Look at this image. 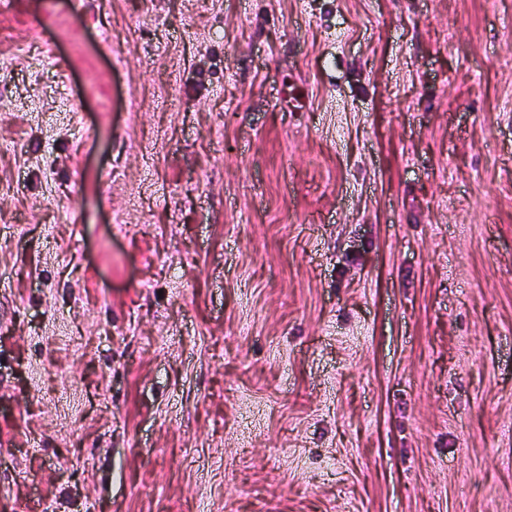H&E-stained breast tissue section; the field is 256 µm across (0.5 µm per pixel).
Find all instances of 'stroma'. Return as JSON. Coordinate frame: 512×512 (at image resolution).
I'll use <instances>...</instances> for the list:
<instances>
[{
	"label": "stroma",
	"mask_w": 512,
	"mask_h": 512,
	"mask_svg": "<svg viewBox=\"0 0 512 512\" xmlns=\"http://www.w3.org/2000/svg\"><path fill=\"white\" fill-rule=\"evenodd\" d=\"M0 512H512V0H0Z\"/></svg>",
	"instance_id": "35a3bbf8"
}]
</instances>
